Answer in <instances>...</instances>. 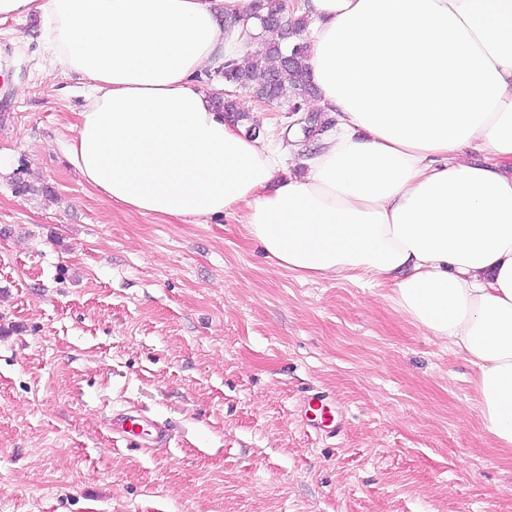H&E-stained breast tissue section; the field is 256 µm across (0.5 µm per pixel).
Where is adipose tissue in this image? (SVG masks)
I'll return each mask as SVG.
<instances>
[{
  "label": "adipose tissue",
  "instance_id": "adipose-tissue-1",
  "mask_svg": "<svg viewBox=\"0 0 512 512\" xmlns=\"http://www.w3.org/2000/svg\"><path fill=\"white\" fill-rule=\"evenodd\" d=\"M248 0H0L43 22L47 65L87 93L67 157L112 204L206 224L238 215L306 280L384 287L475 370L512 448V0H299L311 156L248 136L206 72L243 57Z\"/></svg>",
  "mask_w": 512,
  "mask_h": 512
}]
</instances>
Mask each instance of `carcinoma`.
Wrapping results in <instances>:
<instances>
[{
    "label": "carcinoma",
    "mask_w": 512,
    "mask_h": 512,
    "mask_svg": "<svg viewBox=\"0 0 512 512\" xmlns=\"http://www.w3.org/2000/svg\"><path fill=\"white\" fill-rule=\"evenodd\" d=\"M308 19L295 18L285 29L279 25H264L259 37L264 49L244 56L243 62L231 63L220 74L224 79L255 95H265L272 101L288 100L295 105L316 95L317 90L309 80L307 64V43H301L296 51L286 43L288 35L300 36L307 27ZM271 75L269 83L265 75Z\"/></svg>",
    "instance_id": "carcinoma-1"
}]
</instances>
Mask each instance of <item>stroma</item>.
Returning a JSON list of instances; mask_svg holds the SVG:
<instances>
[{"label": "stroma", "instance_id": "stroma-1", "mask_svg": "<svg viewBox=\"0 0 512 512\" xmlns=\"http://www.w3.org/2000/svg\"><path fill=\"white\" fill-rule=\"evenodd\" d=\"M43 53L39 19L0 25V512H512L462 354L237 216L113 205L64 152L82 82ZM131 410L165 441L127 446Z\"/></svg>", "mask_w": 512, "mask_h": 512}]
</instances>
